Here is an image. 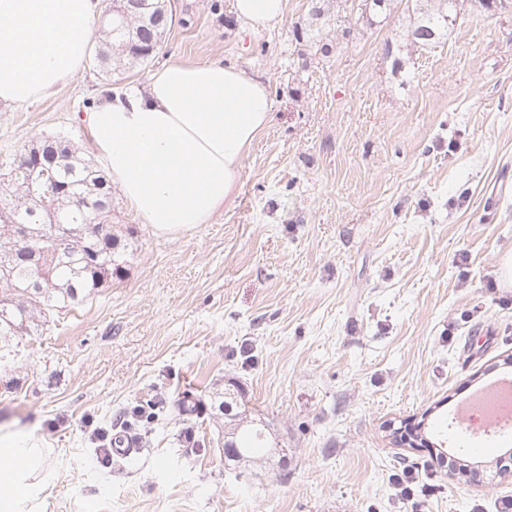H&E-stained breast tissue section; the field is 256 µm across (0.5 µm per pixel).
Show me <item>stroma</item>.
Returning a JSON list of instances; mask_svg holds the SVG:
<instances>
[{"mask_svg": "<svg viewBox=\"0 0 512 512\" xmlns=\"http://www.w3.org/2000/svg\"><path fill=\"white\" fill-rule=\"evenodd\" d=\"M232 2L174 0L146 66H87L52 96L0 106L1 173L50 134L92 155L82 114L171 59L239 66L272 101L214 223L161 235L113 193V223L138 231L125 276L0 360V434L49 444L38 512H498L512 498L501 443L449 414L512 355V0H462L406 76L383 56L414 18L396 0L385 23L334 32L300 80L293 26L310 0L256 33ZM231 379L287 471L225 460ZM184 391L198 415L98 461L139 400ZM410 420L428 446L394 444L390 426Z\"/></svg>", "mask_w": 512, "mask_h": 512, "instance_id": "35a3bbf8", "label": "stroma"}]
</instances>
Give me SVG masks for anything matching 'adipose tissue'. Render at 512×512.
<instances>
[{
    "label": "adipose tissue",
    "mask_w": 512,
    "mask_h": 512,
    "mask_svg": "<svg viewBox=\"0 0 512 512\" xmlns=\"http://www.w3.org/2000/svg\"><path fill=\"white\" fill-rule=\"evenodd\" d=\"M287 0H234L252 31L282 20ZM106 0H0V104L55 93L82 69ZM266 83L218 60H173L141 89L87 112L97 156L131 208L163 234L211 223L233 201L241 159L271 121ZM43 450L0 435V512H30L42 492ZM25 460L14 468V460Z\"/></svg>",
    "instance_id": "obj_1"
}]
</instances>
